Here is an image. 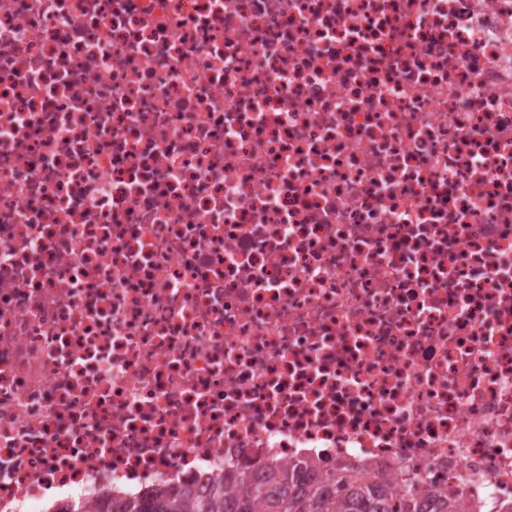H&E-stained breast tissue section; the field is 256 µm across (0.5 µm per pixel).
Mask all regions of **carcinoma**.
Listing matches in <instances>:
<instances>
[{"mask_svg":"<svg viewBox=\"0 0 512 512\" xmlns=\"http://www.w3.org/2000/svg\"><path fill=\"white\" fill-rule=\"evenodd\" d=\"M319 469L317 463L264 467V480L253 484L233 476L217 477L209 493L162 490L151 497H119L107 490L93 512H467L461 500L432 494L423 500L397 498L393 492L368 483L358 471L332 467L322 479L305 482L301 473ZM234 484L232 492L224 485Z\"/></svg>","mask_w":512,"mask_h":512,"instance_id":"1","label":"carcinoma"}]
</instances>
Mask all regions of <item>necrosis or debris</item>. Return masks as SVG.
<instances>
[{
	"mask_svg": "<svg viewBox=\"0 0 512 512\" xmlns=\"http://www.w3.org/2000/svg\"><path fill=\"white\" fill-rule=\"evenodd\" d=\"M318 458L512 503V0H0V512Z\"/></svg>",
	"mask_w": 512,
	"mask_h": 512,
	"instance_id": "obj_1",
	"label": "necrosis or debris"
}]
</instances>
